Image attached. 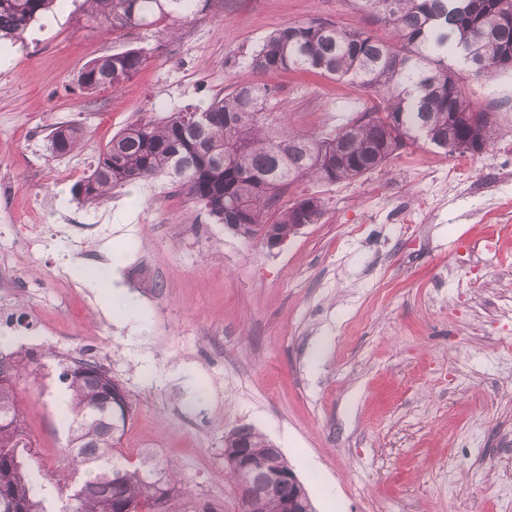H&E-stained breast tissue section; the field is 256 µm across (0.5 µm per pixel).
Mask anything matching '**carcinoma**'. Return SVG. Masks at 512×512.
<instances>
[{
    "instance_id": "cac0c4a2",
    "label": "carcinoma",
    "mask_w": 512,
    "mask_h": 512,
    "mask_svg": "<svg viewBox=\"0 0 512 512\" xmlns=\"http://www.w3.org/2000/svg\"><path fill=\"white\" fill-rule=\"evenodd\" d=\"M210 0H85L89 17L115 32L126 26L153 29L196 13ZM57 0H0V40L15 41ZM359 8L388 27L375 38L359 26L320 19L272 30L251 54L248 67L258 76L301 71L347 79L376 96L335 132L312 135L292 130L283 115L268 111L271 85L253 80L213 99L206 107L150 113L115 134L77 194L96 201L116 187L161 175L202 206L215 224L246 240H285L298 224H316L324 214L318 196L282 202L304 179L335 183L381 170L398 151L417 142L430 123L444 136L434 146L445 154H470L492 145L496 113L476 110L448 67V54L465 49L484 63L475 76L512 69V0H356ZM139 49L89 60L78 76L85 91L117 87L143 66ZM80 141L75 126L51 136L52 153L64 155ZM83 377L59 363L67 384L72 470L66 505L59 512H117L120 501L165 505L177 489L175 466L150 449L135 460L121 451L129 406L106 401L100 367L87 361ZM30 367L18 353H0V498L12 493L18 512H48L39 475L28 464L30 442L23 427L16 382ZM224 447L246 454L255 464L252 479L264 480L262 465L273 450L252 427L224 435Z\"/></svg>"
}]
</instances>
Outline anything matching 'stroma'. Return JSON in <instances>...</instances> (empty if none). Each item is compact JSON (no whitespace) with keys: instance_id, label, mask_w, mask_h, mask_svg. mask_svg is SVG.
Wrapping results in <instances>:
<instances>
[{"instance_id":"stroma-1","label":"stroma","mask_w":512,"mask_h":512,"mask_svg":"<svg viewBox=\"0 0 512 512\" xmlns=\"http://www.w3.org/2000/svg\"><path fill=\"white\" fill-rule=\"evenodd\" d=\"M315 18L388 35L351 0H211L173 34L107 36L63 0L0 45V336L43 339L17 400L53 512L68 440L58 362L74 358L123 388V451L175 463L167 512H239L224 434L241 426L282 451L315 512H512V217L499 214L512 108L480 156L420 142L355 180L294 184L287 200L320 197L325 214L277 248L211 223L167 176L92 203L73 192L114 134L252 80L248 58L274 28ZM129 49L146 56L136 75L79 87L87 61ZM270 83L271 111L319 135L366 98L311 73ZM462 89L493 110L512 101V70ZM67 125L81 143L53 155ZM83 269L109 289L91 292Z\"/></svg>"}]
</instances>
